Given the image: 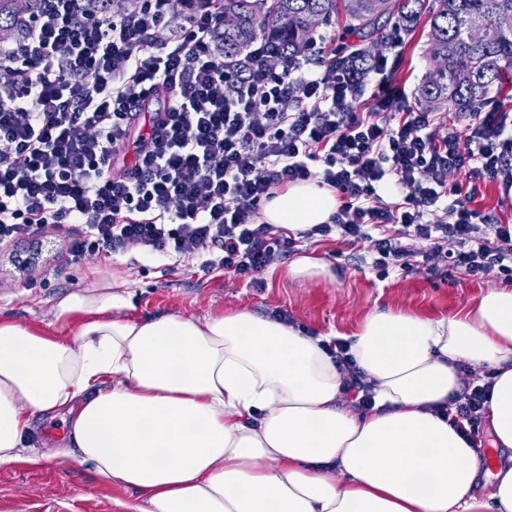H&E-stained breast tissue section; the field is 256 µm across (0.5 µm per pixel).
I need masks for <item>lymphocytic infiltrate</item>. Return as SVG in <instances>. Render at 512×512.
<instances>
[{"label":"lymphocytic infiltrate","mask_w":512,"mask_h":512,"mask_svg":"<svg viewBox=\"0 0 512 512\" xmlns=\"http://www.w3.org/2000/svg\"><path fill=\"white\" fill-rule=\"evenodd\" d=\"M177 4L38 0L0 44L1 245L79 224L68 261L136 250L260 288L297 240L259 222L261 208L313 179L340 206L301 237L370 244L360 261L379 278L426 265L512 280V224L474 206L485 181L512 201L511 112H468L438 133L436 113L394 111L406 93L384 57L359 70L331 57L305 74L297 60L270 67L259 41L231 68L215 44L221 18L194 10L176 28ZM452 170L469 189L449 186Z\"/></svg>","instance_id":"obj_1"}]
</instances>
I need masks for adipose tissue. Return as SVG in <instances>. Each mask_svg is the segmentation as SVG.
<instances>
[{"mask_svg": "<svg viewBox=\"0 0 512 512\" xmlns=\"http://www.w3.org/2000/svg\"><path fill=\"white\" fill-rule=\"evenodd\" d=\"M316 182L277 192L268 224L328 223ZM120 282L67 294L55 335L0 319V466H42L36 419L65 413L63 455L132 491L124 512H512V465L487 492L449 415L461 366L495 370L493 445L512 450V286L440 318L387 309L348 338L357 405L320 336L238 309L133 319Z\"/></svg>", "mask_w": 512, "mask_h": 512, "instance_id": "ef3b65f1", "label": "adipose tissue"}]
</instances>
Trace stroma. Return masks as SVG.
<instances>
[{"instance_id": "stroma-1", "label": "stroma", "mask_w": 512, "mask_h": 512, "mask_svg": "<svg viewBox=\"0 0 512 512\" xmlns=\"http://www.w3.org/2000/svg\"><path fill=\"white\" fill-rule=\"evenodd\" d=\"M429 27L418 24L409 34L385 27L390 37L384 56L394 60L395 83L404 87L410 106H417V89L430 64L427 54ZM52 252L44 254L33 283L20 279L10 263L0 264V317L53 332V305L66 294L96 282L123 276L128 282L137 316L181 312L197 317L219 315L243 307L274 317L285 310L296 328L311 336L330 332L352 334L372 312L400 309L440 317L474 307L481 296L498 286L499 278L474 280L455 274L444 281L427 267L405 275L378 279L375 272L359 266L354 257H336V243L300 242L296 254L326 261L337 282L288 281L285 265L264 274L266 286L258 290L246 281L220 273L205 274L198 267L168 259H152L135 252L64 263L54 235ZM130 490L102 482L88 465L58 457L45 467L31 470L22 465L0 467V512H123Z\"/></svg>"}]
</instances>
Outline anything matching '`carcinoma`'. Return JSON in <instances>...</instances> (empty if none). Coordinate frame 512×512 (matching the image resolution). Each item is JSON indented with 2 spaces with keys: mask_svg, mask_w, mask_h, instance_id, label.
<instances>
[{
  "mask_svg": "<svg viewBox=\"0 0 512 512\" xmlns=\"http://www.w3.org/2000/svg\"><path fill=\"white\" fill-rule=\"evenodd\" d=\"M189 9L205 7L216 14L231 13L237 23L224 29L217 42L224 62L243 60L253 42L274 43L268 63L309 58L316 27L308 25L313 14L328 26L345 19L349 29L367 45L356 50L362 59L381 49L384 18L396 19L399 29L411 32L428 16L430 69L419 89L418 100L429 106L452 103L461 112H477L485 95L512 70V29L500 19L512 15V0H187ZM36 0H0V42L19 37L21 27L35 10ZM483 36L471 38L474 29Z\"/></svg>",
  "mask_w": 512,
  "mask_h": 512,
  "instance_id": "obj_1",
  "label": "carcinoma"
}]
</instances>
